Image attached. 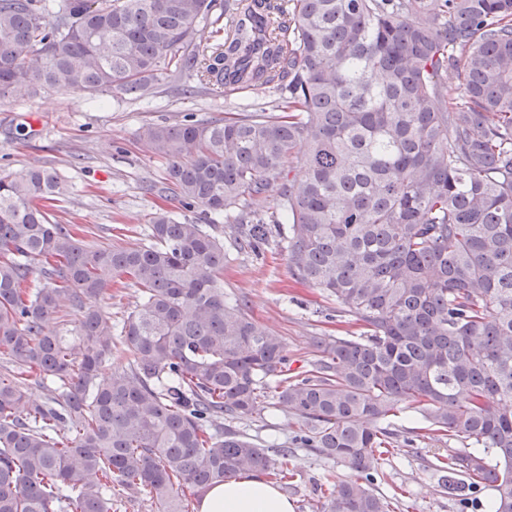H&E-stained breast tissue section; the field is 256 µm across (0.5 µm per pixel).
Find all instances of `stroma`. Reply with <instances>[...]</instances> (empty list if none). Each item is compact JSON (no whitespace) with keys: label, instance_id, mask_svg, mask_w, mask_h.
I'll use <instances>...</instances> for the list:
<instances>
[{"label":"stroma","instance_id":"1","mask_svg":"<svg viewBox=\"0 0 512 512\" xmlns=\"http://www.w3.org/2000/svg\"><path fill=\"white\" fill-rule=\"evenodd\" d=\"M183 85V79H171L155 96L138 100L118 92L89 97L64 89H47L20 102L0 100V173L32 165L55 168L73 190L52 208V218L75 225L86 242L148 243L151 220L161 207L177 221H201L200 209L188 210L163 197L165 167L140 150V128L188 116L200 121L245 109L269 110L278 94L269 87L228 96L219 89L186 94ZM207 229L224 243L226 295L243 300L256 321L283 336L291 371L306 370L314 359L313 337L357 332L353 318L340 312L331 297L296 281L277 234L251 250L237 245L232 221L220 218ZM389 424L400 438L415 441L380 461L372 485L376 494L392 501L394 512H488L491 490H473L463 501L441 486L434 464L447 454L448 445L423 437L420 415L401 412ZM232 426L261 446L287 449L295 477L282 492L294 512H317L315 487L327 472L341 481L357 477L345 464L294 445L297 425L285 408L265 409L261 417L236 420Z\"/></svg>","mask_w":512,"mask_h":512}]
</instances>
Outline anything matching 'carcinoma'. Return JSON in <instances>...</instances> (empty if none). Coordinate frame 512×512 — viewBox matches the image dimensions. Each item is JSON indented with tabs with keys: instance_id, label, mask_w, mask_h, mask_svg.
<instances>
[{
	"instance_id": "obj_1",
	"label": "carcinoma",
	"mask_w": 512,
	"mask_h": 512,
	"mask_svg": "<svg viewBox=\"0 0 512 512\" xmlns=\"http://www.w3.org/2000/svg\"><path fill=\"white\" fill-rule=\"evenodd\" d=\"M215 2L0 0V98H142L186 71L280 89L271 113L147 124L138 142L184 207L248 212L250 248L269 234L254 205L284 180L292 275L365 331L315 338L290 375L285 339L224 295L204 225L158 212L147 244L88 245L43 208L68 193L55 169L1 173L0 512H112L124 494L186 512L187 490L286 482L288 449L224 427L272 405L300 447L360 474L321 483L320 512H390L371 485L400 410L463 443L437 459L443 486L512 512V0H232L202 47ZM119 280L140 303L117 331L99 302ZM66 307L73 342L45 329ZM117 339L127 363L102 379ZM34 374L48 395L30 406Z\"/></svg>"
}]
</instances>
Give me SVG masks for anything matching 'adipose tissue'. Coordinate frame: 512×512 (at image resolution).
<instances>
[{
  "label": "adipose tissue",
  "mask_w": 512,
  "mask_h": 512,
  "mask_svg": "<svg viewBox=\"0 0 512 512\" xmlns=\"http://www.w3.org/2000/svg\"><path fill=\"white\" fill-rule=\"evenodd\" d=\"M198 509L199 512H294L288 497L257 474L212 486L201 495Z\"/></svg>",
  "instance_id": "ef3b65f1"
}]
</instances>
